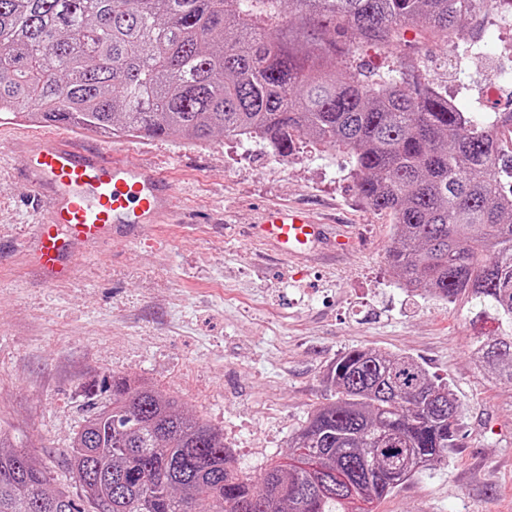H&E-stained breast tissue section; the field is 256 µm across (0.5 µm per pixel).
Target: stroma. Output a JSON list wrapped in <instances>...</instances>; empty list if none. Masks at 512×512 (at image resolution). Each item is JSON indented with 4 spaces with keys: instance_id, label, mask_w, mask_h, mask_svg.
<instances>
[{
    "instance_id": "obj_1",
    "label": "stroma",
    "mask_w": 512,
    "mask_h": 512,
    "mask_svg": "<svg viewBox=\"0 0 512 512\" xmlns=\"http://www.w3.org/2000/svg\"><path fill=\"white\" fill-rule=\"evenodd\" d=\"M485 52L454 59L421 44V81L454 96L463 111L484 99L471 75L492 81L489 49L512 42L501 11L467 31ZM365 80L395 68L374 44L350 46ZM35 131L83 146L97 132L15 123L0 138V428L74 487L68 450L89 403L112 399L119 376L180 397L224 434L241 476L287 461L289 438L335 398L325 382L342 353L374 348L414 356L464 406L461 445L375 503L371 512H512V387L475 370L464 302L412 296L387 256L392 219L357 193L343 153L300 143L287 157L232 136L195 143L116 135L108 148L164 174L178 191L181 224L86 257L75 278L48 283L25 251L41 214L21 174V138ZM298 205L335 223L348 250L324 245L291 260L255 233L266 206Z\"/></svg>"
}]
</instances>
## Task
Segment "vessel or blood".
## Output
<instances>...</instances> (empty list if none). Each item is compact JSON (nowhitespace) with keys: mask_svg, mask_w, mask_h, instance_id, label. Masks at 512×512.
<instances>
[{"mask_svg":"<svg viewBox=\"0 0 512 512\" xmlns=\"http://www.w3.org/2000/svg\"><path fill=\"white\" fill-rule=\"evenodd\" d=\"M25 174L45 217L35 226L32 259L48 279L76 272L87 250L127 232L176 223L174 185L128 156L42 138L23 148ZM264 241L298 258L326 239V225L309 212L288 208L262 213Z\"/></svg>","mask_w":512,"mask_h":512,"instance_id":"1","label":"vessel or blood"}]
</instances>
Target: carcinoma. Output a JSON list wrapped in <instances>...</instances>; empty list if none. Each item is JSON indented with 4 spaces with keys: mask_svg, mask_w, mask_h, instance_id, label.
<instances>
[{
    "mask_svg": "<svg viewBox=\"0 0 512 512\" xmlns=\"http://www.w3.org/2000/svg\"><path fill=\"white\" fill-rule=\"evenodd\" d=\"M512 0H0V116L133 137L216 134L279 156L295 142L352 160L360 198L392 218L388 265L408 291L464 300L479 371L512 384V112L475 118L405 61ZM412 38H407L408 32ZM401 60L368 83L336 37ZM336 400L253 483L224 435L152 386L112 379V404L72 441L80 489L54 487L0 432V512H359L448 458L464 407L408 354L353 349Z\"/></svg>",
    "mask_w": 512,
    "mask_h": 512,
    "instance_id": "obj_1",
    "label": "carcinoma"
}]
</instances>
